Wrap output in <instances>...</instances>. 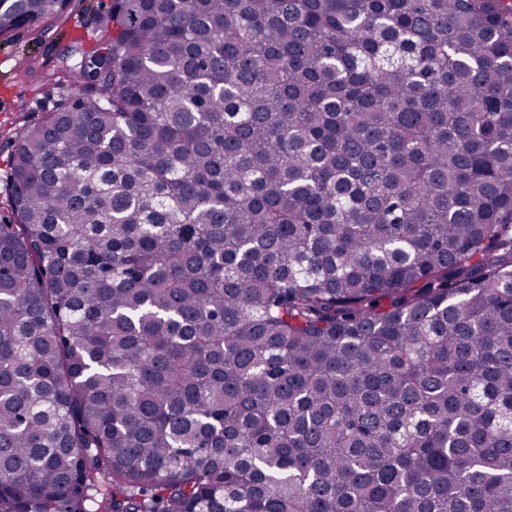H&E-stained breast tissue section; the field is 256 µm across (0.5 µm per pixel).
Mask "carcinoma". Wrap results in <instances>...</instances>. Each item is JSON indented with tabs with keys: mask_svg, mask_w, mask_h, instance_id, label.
<instances>
[{
	"mask_svg": "<svg viewBox=\"0 0 512 512\" xmlns=\"http://www.w3.org/2000/svg\"><path fill=\"white\" fill-rule=\"evenodd\" d=\"M99 32L12 136L0 512H512V0Z\"/></svg>",
	"mask_w": 512,
	"mask_h": 512,
	"instance_id": "obj_1",
	"label": "carcinoma"
}]
</instances>
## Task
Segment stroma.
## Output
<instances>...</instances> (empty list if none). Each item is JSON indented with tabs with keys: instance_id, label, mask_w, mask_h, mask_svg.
Masks as SVG:
<instances>
[{
	"instance_id": "obj_1",
	"label": "stroma",
	"mask_w": 512,
	"mask_h": 512,
	"mask_svg": "<svg viewBox=\"0 0 512 512\" xmlns=\"http://www.w3.org/2000/svg\"><path fill=\"white\" fill-rule=\"evenodd\" d=\"M111 4L112 0H70L63 16L0 37V179L9 168L13 131L37 119L57 98L56 90L42 78V67L55 65L74 45L93 48L99 16Z\"/></svg>"
}]
</instances>
